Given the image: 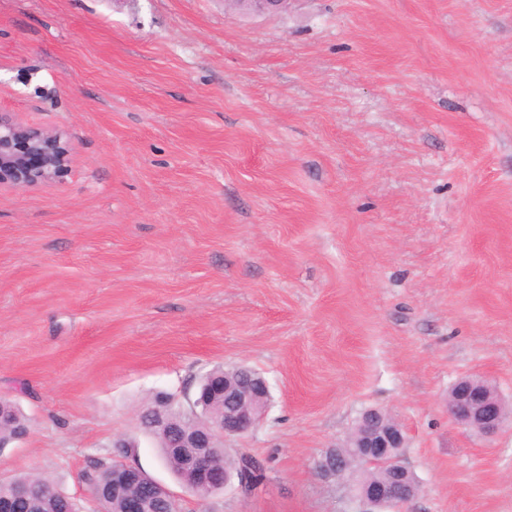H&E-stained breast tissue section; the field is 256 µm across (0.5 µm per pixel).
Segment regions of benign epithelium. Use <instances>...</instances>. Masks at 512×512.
I'll return each instance as SVG.
<instances>
[{"instance_id":"obj_1","label":"benign epithelium","mask_w":512,"mask_h":512,"mask_svg":"<svg viewBox=\"0 0 512 512\" xmlns=\"http://www.w3.org/2000/svg\"><path fill=\"white\" fill-rule=\"evenodd\" d=\"M288 0H235L240 9L257 14L279 13ZM71 147L61 131H46L24 126L5 113H0V187L25 188L49 182L60 176L70 162ZM244 366L224 373H211L204 379L199 399L189 404H224L223 415L213 423L184 425L169 444L170 456L186 471L192 485L188 492L201 502L215 491L231 483L234 475L218 468L211 459L210 448L216 437H235L252 431L260 422L258 407L267 406L270 390L267 380L253 371L249 382L238 381ZM173 397L165 392L155 395L147 413L156 428L170 429ZM448 412L459 425L485 437L497 434L512 419L495 387L481 377H465L448 392ZM406 439L401 425L378 409L364 412L360 424L347 444L325 453L317 469L326 478L336 477L354 462L380 463L389 473L386 481L371 480L357 487L358 498L370 506L368 512H385L406 505L422 487L402 464V448ZM111 495L122 502V512H149L152 503L169 507V512H182L178 499L156 480L146 478L137 467L121 462L112 464V484L95 488L88 497L95 501Z\"/></svg>"}]
</instances>
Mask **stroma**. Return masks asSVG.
<instances>
[{
    "instance_id": "35a3bbf8",
    "label": "stroma",
    "mask_w": 512,
    "mask_h": 512,
    "mask_svg": "<svg viewBox=\"0 0 512 512\" xmlns=\"http://www.w3.org/2000/svg\"><path fill=\"white\" fill-rule=\"evenodd\" d=\"M1 112L72 153L0 188V480L85 503L123 438L184 512H362L316 464L378 408L401 512H512V424L448 413L470 375L512 404V0H0ZM241 364L270 401L224 455L263 477L200 504L138 418ZM225 2L234 3L240 10L257 14L274 15L283 9V6L288 3V0H237ZM3 408L9 412L10 420L0 423V442L5 443L13 439L19 429L27 427V419L21 410L9 401H0ZM13 484H21V485H30L37 492L41 494H50L52 495L56 501L58 506V511L55 512H79V508L77 503L69 496L65 495L62 491L56 488L54 483L46 477L33 475V474H24L20 476H15L8 482L3 483V487L0 484V497L2 488H6Z\"/></svg>"
}]
</instances>
